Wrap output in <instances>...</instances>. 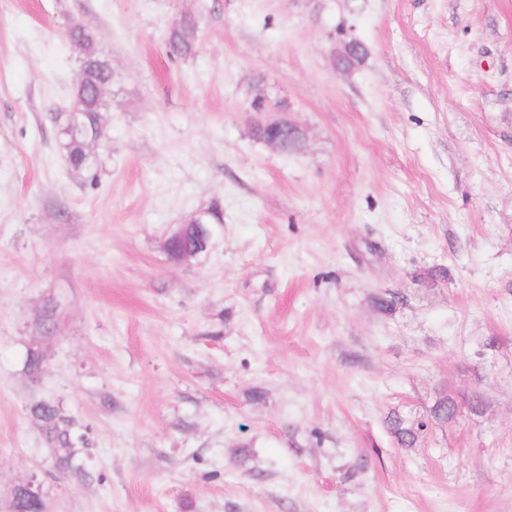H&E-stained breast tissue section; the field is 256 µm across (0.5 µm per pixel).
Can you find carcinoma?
Here are the masks:
<instances>
[{
  "instance_id": "carcinoma-1",
  "label": "carcinoma",
  "mask_w": 512,
  "mask_h": 512,
  "mask_svg": "<svg viewBox=\"0 0 512 512\" xmlns=\"http://www.w3.org/2000/svg\"><path fill=\"white\" fill-rule=\"evenodd\" d=\"M196 20L190 15L183 16L166 35V44L170 53L180 58L195 54ZM66 39L77 43L81 50V59L85 64L82 81L75 84L71 97L64 109L75 113V118L66 121L62 134L66 138L65 149L69 163L77 168L92 166L93 161L87 151L91 139L102 136V116L107 110L105 94L111 82L112 71L109 64L102 59L94 34L89 30L76 29L66 32ZM173 254L187 256L196 247L194 233L185 229L183 233L170 240ZM51 303L44 306L37 317L36 325L43 333H50L56 328V309ZM43 337L31 338L25 361V374L29 380L41 378L45 369L44 353L41 349ZM30 417L36 421L42 439L49 448L53 466L62 475L70 474L76 478L87 476L79 457L89 448L88 432H80L74 417L63 406L53 401H39L29 408ZM390 429L400 444H413L417 431L404 426L400 418L390 420ZM44 500L20 494L16 497L14 512H44Z\"/></svg>"
}]
</instances>
